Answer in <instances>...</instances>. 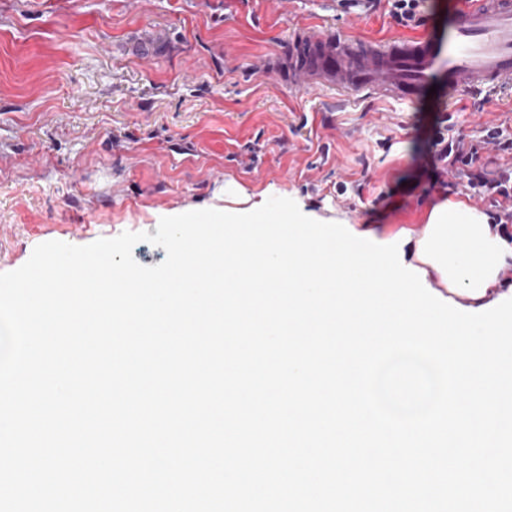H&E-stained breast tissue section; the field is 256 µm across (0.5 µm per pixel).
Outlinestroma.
Wrapping results in <instances>:
<instances>
[{"mask_svg":"<svg viewBox=\"0 0 512 512\" xmlns=\"http://www.w3.org/2000/svg\"><path fill=\"white\" fill-rule=\"evenodd\" d=\"M308 24L370 41L419 38L386 0H0V273L34 248L155 232L162 217L259 194L347 224L421 229L459 195L424 169L434 122L453 115L493 172L512 155L484 144L512 128V87L401 103L289 88L257 70ZM160 32L148 62L117 53Z\"/></svg>","mask_w":512,"mask_h":512,"instance_id":"35a3bbf8","label":"stroma"}]
</instances>
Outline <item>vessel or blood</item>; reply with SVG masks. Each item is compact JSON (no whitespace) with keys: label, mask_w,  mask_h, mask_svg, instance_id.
<instances>
[{"label":"vessel or blood","mask_w":512,"mask_h":512,"mask_svg":"<svg viewBox=\"0 0 512 512\" xmlns=\"http://www.w3.org/2000/svg\"><path fill=\"white\" fill-rule=\"evenodd\" d=\"M154 46L152 35L139 33L123 48L149 61ZM261 67L294 89L330 87L399 101L434 86L451 93L512 86V0H469L408 42L370 43L310 27L294 36L287 53Z\"/></svg>","instance_id":"vessel-or-blood-1"}]
</instances>
